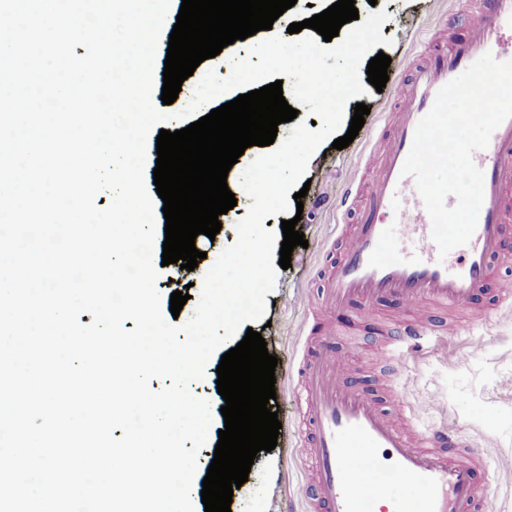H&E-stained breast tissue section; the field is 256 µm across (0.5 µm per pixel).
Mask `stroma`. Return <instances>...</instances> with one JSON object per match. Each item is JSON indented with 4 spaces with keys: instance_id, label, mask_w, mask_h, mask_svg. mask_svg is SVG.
<instances>
[{
    "instance_id": "1",
    "label": "stroma",
    "mask_w": 512,
    "mask_h": 512,
    "mask_svg": "<svg viewBox=\"0 0 512 512\" xmlns=\"http://www.w3.org/2000/svg\"><path fill=\"white\" fill-rule=\"evenodd\" d=\"M360 17L375 10H385L389 16L381 33L390 38L383 51L391 58V71L404 69L412 57L424 47L427 39L437 30H450L456 34L466 31L467 16L460 0H355ZM249 40H238L222 52L205 60L181 86L169 112L184 108L206 68L217 74L230 70L232 61L247 57ZM359 102L368 105L369 115L358 136L347 147L337 150L330 143L320 145L312 155L305 174L311 186L303 200L302 218L297 231L304 233L307 248H294L291 265L277 272L276 286L267 294L268 305L262 320L253 322L254 331L260 332L270 355L278 359L275 368L278 419L282 424L274 450L257 453L248 480L234 490L231 512H302L305 506V466L293 454L304 438L302 410L293 398L294 378L291 366L297 365L303 355L301 326L305 312L284 303L285 296L300 293L318 295L337 226L347 225L349 218L340 204L343 185L357 173L352 166L354 156L367 152L374 128L389 112L391 101L387 93L370 90ZM356 102V103H359ZM354 102H347L345 114L353 116ZM263 152L262 147L246 148L227 177L229 189L237 204L220 215L222 228L215 238L200 236L197 248L205 252L194 271L181 269L179 264L163 265L161 247L165 240V218L162 199H155L156 240L153 263L160 278L157 287L163 299H170L174 291L185 290L189 298L179 314L188 320L200 299L202 271L208 270L218 255L238 240L237 223L248 213L251 200L240 185L244 168ZM431 318L438 328L463 322L461 331L448 335L447 351L429 348L403 357L401 366L391 376V391L386 406L398 410L401 406L413 410V424L423 430L442 426L457 430L474 447L480 448L488 467L495 474L490 489L489 512H512V471H500L496 462L500 456L512 455V306L496 305L493 296H484L469 310L431 308ZM400 310L392 305L372 323L366 324L354 316L353 309H341L329 315L336 331V345L346 350L351 362L370 389H377L373 373L374 359L384 333L391 322L398 319ZM220 355H213L202 379L192 383L196 396L211 405L213 423L209 439L197 454L198 471L192 486L195 512H205L202 503V482L207 474L208 460L219 440L218 431L224 426L220 412L224 400L217 392L216 369ZM441 402V409H433V402ZM493 413V423H486V413Z\"/></svg>"
}]
</instances>
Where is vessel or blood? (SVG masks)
<instances>
[{"label":"vessel or blood","mask_w":512,"mask_h":512,"mask_svg":"<svg viewBox=\"0 0 512 512\" xmlns=\"http://www.w3.org/2000/svg\"><path fill=\"white\" fill-rule=\"evenodd\" d=\"M471 22L462 36H432L407 75L394 81V107L374 133V153L355 157L367 187L343 193L355 211L340 255L324 276L321 306L355 307L368 321L386 301L403 313L391 345L379 348L385 369L433 334L430 306L467 307L489 288L494 261L512 236V119L472 159L484 174V201L476 230L457 247L455 264L439 258L432 223L413 177L402 169L420 119L436 92L483 54L512 59V0H464ZM306 361L298 370L296 399L305 409L300 459L312 462L309 512H481L490 474L479 449L457 431L432 427L408 434L350 376L346 352L332 333L302 328Z\"/></svg>","instance_id":"b4317fda"}]
</instances>
